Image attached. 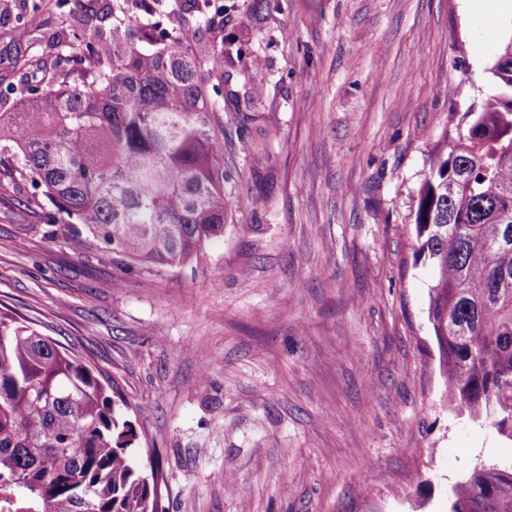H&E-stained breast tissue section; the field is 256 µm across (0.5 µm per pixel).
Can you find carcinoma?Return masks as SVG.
Instances as JSON below:
<instances>
[{
	"mask_svg": "<svg viewBox=\"0 0 512 512\" xmlns=\"http://www.w3.org/2000/svg\"><path fill=\"white\" fill-rule=\"evenodd\" d=\"M112 0V24L72 28L59 51L83 70L31 85L0 113V156L51 202L47 224L87 233L131 274L179 267L224 237V0L179 13ZM497 93L452 112L444 150L419 189L413 258L430 265L429 318L453 408L512 440V40ZM96 373L0 315V512H163L156 472ZM449 512H512V456L452 488Z\"/></svg>",
	"mask_w": 512,
	"mask_h": 512,
	"instance_id": "carcinoma-1",
	"label": "carcinoma"
}]
</instances>
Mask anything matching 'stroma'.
Wrapping results in <instances>:
<instances>
[{
    "mask_svg": "<svg viewBox=\"0 0 512 512\" xmlns=\"http://www.w3.org/2000/svg\"><path fill=\"white\" fill-rule=\"evenodd\" d=\"M105 0H0V113ZM223 238L121 274L0 162V312L129 405L164 512H448L512 441L453 412L411 210L448 115L496 90L485 0H224Z\"/></svg>",
    "mask_w": 512,
    "mask_h": 512,
    "instance_id": "35a3bbf8",
    "label": "stroma"
}]
</instances>
